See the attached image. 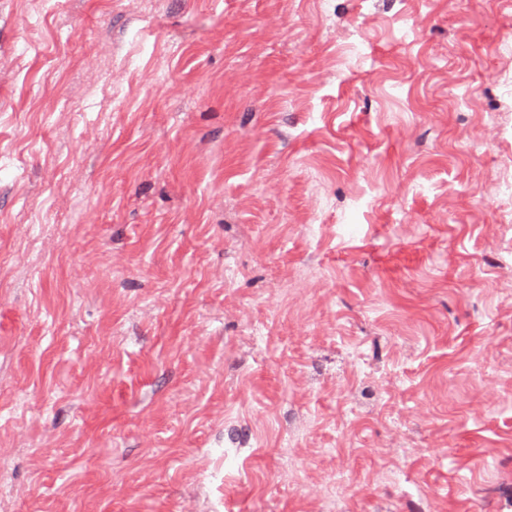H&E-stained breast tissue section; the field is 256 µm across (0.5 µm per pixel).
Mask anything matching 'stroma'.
I'll use <instances>...</instances> for the list:
<instances>
[{
	"label": "stroma",
	"mask_w": 512,
	"mask_h": 512,
	"mask_svg": "<svg viewBox=\"0 0 512 512\" xmlns=\"http://www.w3.org/2000/svg\"><path fill=\"white\" fill-rule=\"evenodd\" d=\"M0 512H512V0H0Z\"/></svg>",
	"instance_id": "1"
}]
</instances>
